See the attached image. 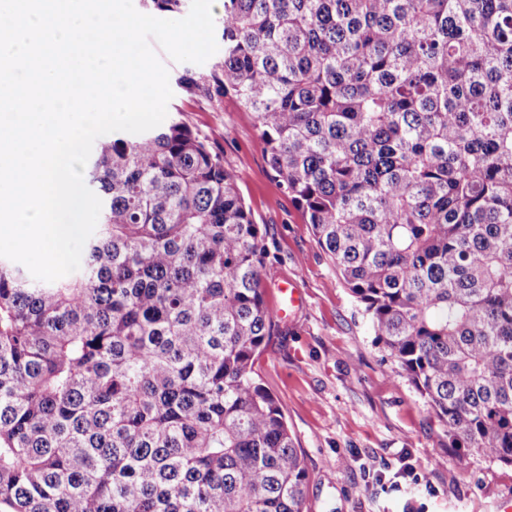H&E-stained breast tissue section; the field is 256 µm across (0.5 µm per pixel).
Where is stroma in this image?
<instances>
[{"mask_svg": "<svg viewBox=\"0 0 512 512\" xmlns=\"http://www.w3.org/2000/svg\"><path fill=\"white\" fill-rule=\"evenodd\" d=\"M159 59L174 93L168 119L224 152L257 223L267 228L265 301L290 279L303 303L255 362L279 399L309 472L304 512H497L512 497V465L448 445V433L399 365L375 341L362 307L337 276L267 165L251 113L233 97L210 101L180 80L213 64Z\"/></svg>", "mask_w": 512, "mask_h": 512, "instance_id": "1", "label": "stroma"}]
</instances>
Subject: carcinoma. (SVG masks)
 Masks as SVG:
<instances>
[{
    "label": "carcinoma",
    "mask_w": 512,
    "mask_h": 512,
    "mask_svg": "<svg viewBox=\"0 0 512 512\" xmlns=\"http://www.w3.org/2000/svg\"><path fill=\"white\" fill-rule=\"evenodd\" d=\"M222 39L181 83L252 113L450 447L512 465V0H224ZM84 181L78 271L0 258V512H303L254 376L266 232L224 151L173 120L98 144Z\"/></svg>",
    "instance_id": "obj_1"
}]
</instances>
